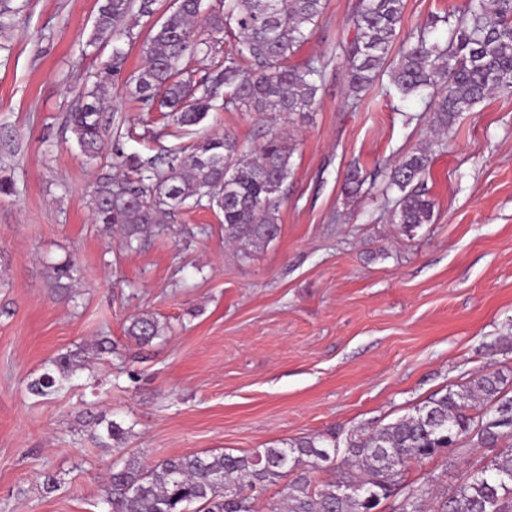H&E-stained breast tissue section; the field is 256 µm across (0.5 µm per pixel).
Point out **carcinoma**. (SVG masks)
I'll use <instances>...</instances> for the list:
<instances>
[{"label": "carcinoma", "mask_w": 512, "mask_h": 512, "mask_svg": "<svg viewBox=\"0 0 512 512\" xmlns=\"http://www.w3.org/2000/svg\"><path fill=\"white\" fill-rule=\"evenodd\" d=\"M156 0H103L87 45L110 36L112 59L106 73L121 72L126 52L121 37L133 39L131 18L150 17ZM209 30L197 34L194 19L202 0H178L142 43L147 65L134 78L132 95L152 109L160 108L186 131L200 125L222 105L241 112L276 115L309 112L319 104L322 67L308 61L290 66L288 59L308 40L324 10V0H220ZM405 0H358L350 22L356 38L344 47L343 66L352 97L374 85L391 54L401 27ZM19 8L0 0V30L14 25ZM235 32L236 45L219 56L216 36ZM209 61L195 75L185 61L196 56ZM250 64V69L243 64ZM401 97L430 94L434 124L449 130L456 119L492 94L512 89V0H467L464 9L437 16L424 24L414 41L401 51L390 74ZM108 93L101 76L87 88L81 104L70 113L69 126L82 154L98 157L103 129L100 111ZM127 173L100 169L91 205L97 223L118 234L129 250L171 225L162 217L191 200L223 217L224 239L245 247L273 241L279 232L283 185L292 169L293 145L273 134L252 152L236 137L205 133L190 154L144 158L126 155ZM429 164L426 150L412 152L394 167L387 189L399 196L392 223L413 229L429 224L433 201L422 189ZM365 182L354 167L345 176L347 196H356ZM53 287L67 290L77 280L68 261L48 266ZM163 326L152 316L132 319L126 334L143 346L162 336ZM76 360L62 355L53 368L31 379L27 390L47 397L63 387L77 370ZM507 377L499 371L473 378L459 391L432 396L414 413L349 439L340 447L336 436H303L282 446L258 448L249 454L195 453L147 464L130 453L112 466L106 489L111 512H254L255 488L290 475L283 498L284 512H371L397 495L398 480L408 463L431 458L456 444L476 443L496 450L435 512H512V396L505 393ZM129 430L109 421L106 438L118 448ZM343 455L336 477L316 482L322 455ZM357 483L372 494L340 496L336 487ZM422 491L403 495L404 512H426Z\"/></svg>", "instance_id": "cac0c4a2"}]
</instances>
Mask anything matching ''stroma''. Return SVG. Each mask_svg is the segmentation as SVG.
I'll use <instances>...</instances> for the list:
<instances>
[{
  "label": "stroma",
  "instance_id": "1",
  "mask_svg": "<svg viewBox=\"0 0 512 512\" xmlns=\"http://www.w3.org/2000/svg\"><path fill=\"white\" fill-rule=\"evenodd\" d=\"M0 36V512H109L105 481L118 450L103 423L129 428L122 450L146 463L201 452L243 455L302 436L339 438L412 413L434 394L487 371L512 381V93L432 132L425 101L391 99L385 62L377 86L349 98L343 48L357 0H325L313 34L289 62L323 63L315 111L270 122L217 111L203 125L246 149L273 133L295 146L270 243L242 251L206 207L168 215L169 235L128 251L96 224L90 200L110 146L152 156L186 147L170 118L143 110L129 78L144 65L128 45L101 112L107 144L88 160L68 115L111 42L86 41L101 0H17ZM430 147L424 186L433 220L392 223L388 175ZM367 177L346 198L344 175ZM70 260L78 280L59 293L49 264ZM161 338L138 347L137 314ZM109 337L116 352L93 344ZM64 354L83 366L47 399L29 380ZM491 453L463 445L409 463L406 484L433 512ZM59 488L46 492L44 473ZM163 326L148 314H142L132 319L126 329V334L137 345H149L154 339L162 336Z\"/></svg>",
  "mask_w": 512,
  "mask_h": 512
}]
</instances>
